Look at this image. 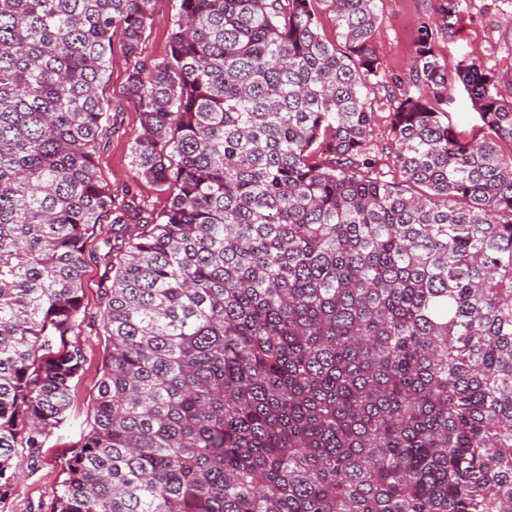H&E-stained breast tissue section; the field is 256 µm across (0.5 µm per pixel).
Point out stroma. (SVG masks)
<instances>
[{"label":"stroma","instance_id":"stroma-1","mask_svg":"<svg viewBox=\"0 0 512 512\" xmlns=\"http://www.w3.org/2000/svg\"><path fill=\"white\" fill-rule=\"evenodd\" d=\"M446 0H376L377 52L384 72L402 84L411 80L414 42L421 23L440 20ZM180 0H153V20L141 45V57L155 61L170 50L171 27ZM454 40L440 38L437 50L446 61L475 60L491 68L503 92L512 93V0H468L460 13ZM134 65L121 39H113L111 60L99 88V95L112 115L110 127L97 153L98 174L112 195L115 206H142L153 214L169 205L166 192L155 183L134 174L131 146L140 128V115L126 95L129 71ZM111 226L99 225L86 243L88 260L83 275L86 319L77 323L66 338L84 355L83 369L72 384L68 417L47 440L37 459L19 455L8 471V492L0 499V512H53L55 497L65 477L68 461L78 447L92 414L106 354L101 327L105 303L101 286L110 272L103 260V237Z\"/></svg>","mask_w":512,"mask_h":512}]
</instances>
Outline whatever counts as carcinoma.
<instances>
[{
  "label": "carcinoma",
  "mask_w": 512,
  "mask_h": 512,
  "mask_svg": "<svg viewBox=\"0 0 512 512\" xmlns=\"http://www.w3.org/2000/svg\"><path fill=\"white\" fill-rule=\"evenodd\" d=\"M152 3L0 0V480L83 369L98 90ZM377 23L376 0H180L128 74L132 169L169 206L103 238L107 356L55 512H512V96L420 26L382 172ZM153 20L147 27L141 45V59L160 60L170 50V33L176 19L180 0H154ZM442 108L448 111L449 121L458 132L468 134L478 123V115L460 86H456L448 95V105H443ZM372 109L374 112H376L377 115L371 138V143L374 150L373 155H375L378 161L379 168L382 169V171L387 172L389 171V167L392 164L391 151L393 150L394 145L390 133L388 118L390 106L388 98L385 97L384 93H381L375 99H373Z\"/></svg>",
  "instance_id": "cac0c4a2"
}]
</instances>
